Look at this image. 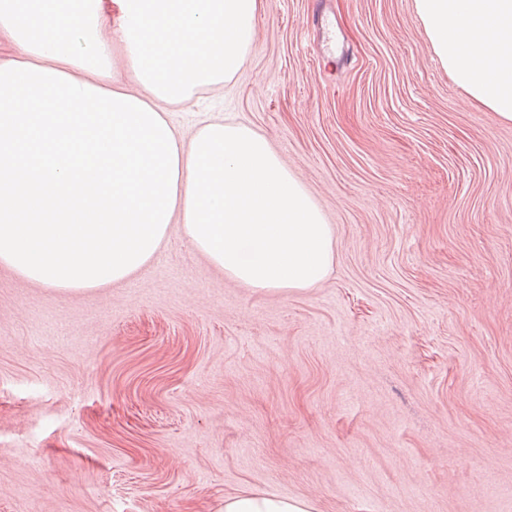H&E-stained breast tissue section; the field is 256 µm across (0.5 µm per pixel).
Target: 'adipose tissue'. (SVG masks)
<instances>
[{
    "mask_svg": "<svg viewBox=\"0 0 512 512\" xmlns=\"http://www.w3.org/2000/svg\"><path fill=\"white\" fill-rule=\"evenodd\" d=\"M100 3L0 0V30L22 54L0 64V265L50 288H101L143 267L177 221L211 265L256 291L325 281L332 227L270 141L214 120L185 142L169 120L243 68L262 0H113L108 40ZM414 7L464 102L512 123V0ZM116 42L142 94L117 85ZM224 512L314 506L238 495Z\"/></svg>",
    "mask_w": 512,
    "mask_h": 512,
    "instance_id": "1",
    "label": "adipose tissue"
}]
</instances>
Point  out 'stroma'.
I'll use <instances>...</instances> for the list:
<instances>
[{"label": "stroma", "mask_w": 512, "mask_h": 512, "mask_svg": "<svg viewBox=\"0 0 512 512\" xmlns=\"http://www.w3.org/2000/svg\"><path fill=\"white\" fill-rule=\"evenodd\" d=\"M212 112L318 201L331 274L260 293L178 224L89 292L0 265V512H512V124L462 103L413 0H263L174 125ZM224 512H314V506L302 499L238 495L224 500Z\"/></svg>", "instance_id": "stroma-1"}]
</instances>
